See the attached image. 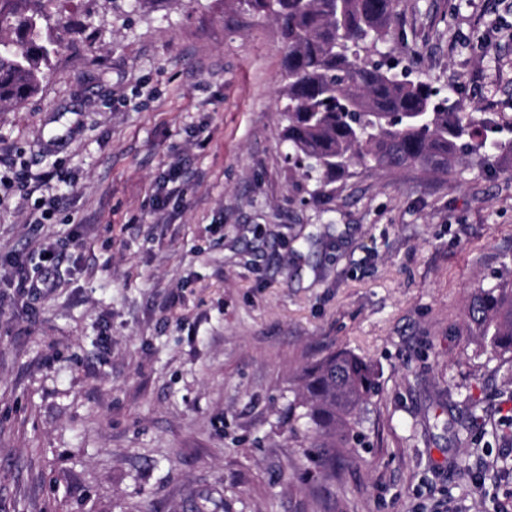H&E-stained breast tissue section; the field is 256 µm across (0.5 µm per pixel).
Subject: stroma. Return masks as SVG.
I'll list each match as a JSON object with an SVG mask.
<instances>
[{"mask_svg": "<svg viewBox=\"0 0 512 512\" xmlns=\"http://www.w3.org/2000/svg\"><path fill=\"white\" fill-rule=\"evenodd\" d=\"M57 7L80 35L0 112V512H512V360L465 321L512 283V127L448 176L359 166L313 202L271 19ZM383 50L477 119L512 116V0H398ZM46 171L49 191L10 184ZM41 241L60 276L29 297ZM334 351L380 391L332 472L288 404Z\"/></svg>", "mask_w": 512, "mask_h": 512, "instance_id": "obj_1", "label": "stroma"}]
</instances>
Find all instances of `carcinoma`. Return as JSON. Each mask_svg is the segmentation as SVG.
Instances as JSON below:
<instances>
[{"label": "carcinoma", "instance_id": "obj_1", "mask_svg": "<svg viewBox=\"0 0 512 512\" xmlns=\"http://www.w3.org/2000/svg\"><path fill=\"white\" fill-rule=\"evenodd\" d=\"M54 0H0V106L35 95L68 22ZM277 24L285 53L284 139L301 176L321 196L355 165L418 166L446 176L480 134L463 105L439 96L407 70L373 59L391 37L396 0H245ZM468 322L492 352L512 353V286L480 288ZM379 392L378 371L348 352H331L299 374L298 418L315 432L306 459L336 469L350 447L358 409Z\"/></svg>", "mask_w": 512, "mask_h": 512}]
</instances>
